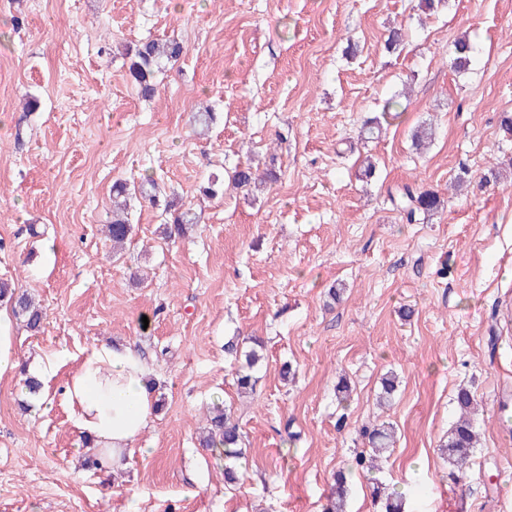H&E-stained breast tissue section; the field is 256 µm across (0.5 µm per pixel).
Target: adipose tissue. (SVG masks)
<instances>
[{
    "instance_id": "ef3b65f1",
    "label": "adipose tissue",
    "mask_w": 512,
    "mask_h": 512,
    "mask_svg": "<svg viewBox=\"0 0 512 512\" xmlns=\"http://www.w3.org/2000/svg\"><path fill=\"white\" fill-rule=\"evenodd\" d=\"M152 371L133 345L97 343L85 349L65 388L71 424L102 466L122 465L154 417Z\"/></svg>"
}]
</instances>
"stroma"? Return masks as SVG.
<instances>
[{"mask_svg":"<svg viewBox=\"0 0 512 512\" xmlns=\"http://www.w3.org/2000/svg\"><path fill=\"white\" fill-rule=\"evenodd\" d=\"M420 3L0 0V283L42 311L38 331L13 322L22 362L71 354L43 384L45 410L21 373L0 376V512H322L342 468L347 512H383L355 465L382 421L397 438L380 480L405 512H512V0ZM395 27L405 41L389 51ZM169 36L186 51L142 99L123 49ZM29 95L38 111H24ZM207 109L204 131L191 117ZM371 118L379 133L359 140ZM422 126L434 139L418 151ZM247 166L264 187L233 185ZM490 168L499 183L478 187ZM147 176L161 205L132 201L113 254L112 184ZM214 177L223 195L203 196ZM407 184L445 208L407 223L394 203ZM185 210L194 230L167 239L169 213ZM257 339L244 397L236 375ZM99 342L135 344L163 401L109 472L87 465L63 397ZM462 386L481 444L457 485L440 446ZM216 404L245 450L232 485L199 442ZM473 47L469 40L460 38L454 43V54L450 61V67L457 73L466 72L472 62Z\"/></svg>","mask_w":512,"mask_h":512,"instance_id":"1","label":"stroma"}]
</instances>
